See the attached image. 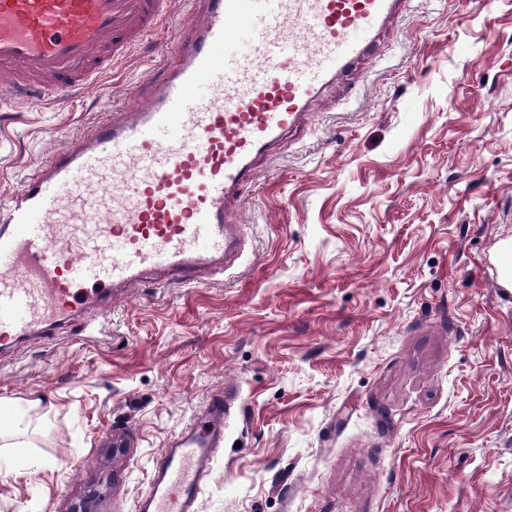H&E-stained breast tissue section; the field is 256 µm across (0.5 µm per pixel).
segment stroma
I'll return each instance as SVG.
<instances>
[{"label": "stroma", "mask_w": 512, "mask_h": 512, "mask_svg": "<svg viewBox=\"0 0 512 512\" xmlns=\"http://www.w3.org/2000/svg\"><path fill=\"white\" fill-rule=\"evenodd\" d=\"M163 30L92 89L0 105V192L136 102ZM240 267L148 282L0 355V512H133L232 391L198 512H512V0H408L259 161ZM500 283L504 288H512V239L500 243L497 253Z\"/></svg>", "instance_id": "1"}]
</instances>
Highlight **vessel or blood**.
Segmentation results:
<instances>
[{
	"label": "vessel or blood",
	"mask_w": 512,
	"mask_h": 512,
	"mask_svg": "<svg viewBox=\"0 0 512 512\" xmlns=\"http://www.w3.org/2000/svg\"><path fill=\"white\" fill-rule=\"evenodd\" d=\"M403 2L0 0V100L13 105L94 87L178 7L188 16L138 104L112 109L0 202V347L59 335L144 280L201 284L234 268L233 213L257 160L373 55ZM229 409L208 401L205 427L165 450L135 512H196Z\"/></svg>",
	"instance_id": "b4317fda"
}]
</instances>
